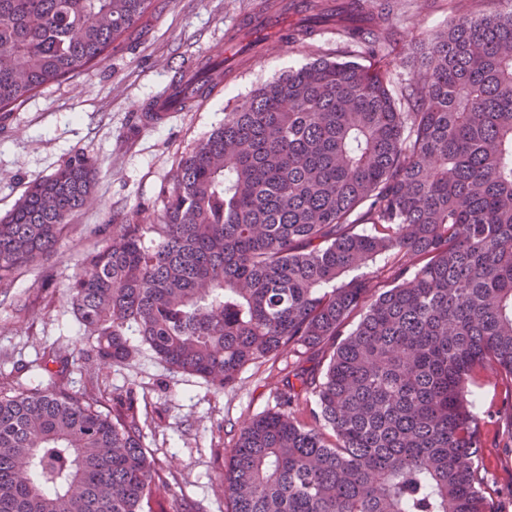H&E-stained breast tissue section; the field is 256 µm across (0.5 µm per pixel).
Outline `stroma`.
Returning a JSON list of instances; mask_svg holds the SVG:
<instances>
[{"mask_svg": "<svg viewBox=\"0 0 512 512\" xmlns=\"http://www.w3.org/2000/svg\"><path fill=\"white\" fill-rule=\"evenodd\" d=\"M256 0H159L99 66L53 84L0 118V217L26 188L52 174L77 149L96 160L100 174L91 200L47 258L18 272L0 293V379L12 388L47 385L42 364L50 349L69 362L64 382L88 388V347L66 289L87 248L111 237L132 210L149 219L161 209V190L180 158L224 121L226 109L282 72L325 56L353 60L356 48L325 32L298 42L270 40L237 60L219 85L185 112L164 122L143 121L145 107L169 86L179 68L227 51L226 34ZM459 9V0H393L389 14L391 81L412 77L410 55L426 46ZM134 359L99 369L107 405L137 410L157 476L169 492L162 512H230L218 491L229 451L245 422L276 410L281 378L295 361L289 350L246 366L234 385L216 391L204 378L162 363L139 336ZM471 390L486 434L483 466L496 512H512V447L499 432L512 413V391L491 369L475 373Z\"/></svg>", "mask_w": 512, "mask_h": 512, "instance_id": "obj_1", "label": "stroma"}]
</instances>
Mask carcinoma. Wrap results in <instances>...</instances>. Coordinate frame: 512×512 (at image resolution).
Returning <instances> with one entry per match:
<instances>
[{
    "mask_svg": "<svg viewBox=\"0 0 512 512\" xmlns=\"http://www.w3.org/2000/svg\"><path fill=\"white\" fill-rule=\"evenodd\" d=\"M457 17L389 77L386 13L336 31L369 60L319 57L264 84L181 159L150 224L138 211L81 254L69 293L86 360L140 336L216 390L282 349L281 410L245 424L231 512H495L469 383L512 388V0ZM153 0H0V110L108 57ZM273 33L240 29L239 52ZM71 154L0 219V283L59 243L91 198ZM390 282L372 293V281ZM0 390V512H154L165 487L134 409L53 372ZM305 399L314 421L295 419Z\"/></svg>",
    "mask_w": 512,
    "mask_h": 512,
    "instance_id": "1",
    "label": "carcinoma"
}]
</instances>
